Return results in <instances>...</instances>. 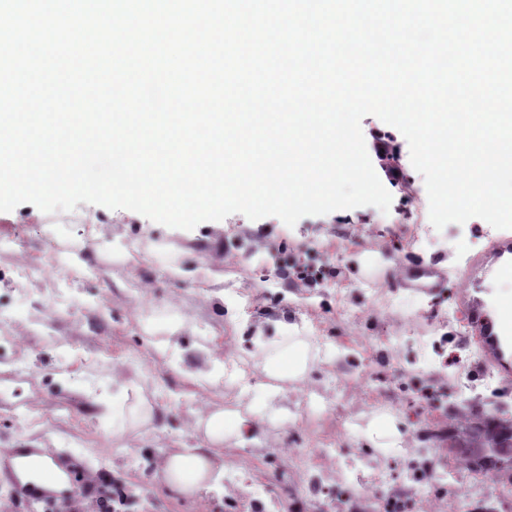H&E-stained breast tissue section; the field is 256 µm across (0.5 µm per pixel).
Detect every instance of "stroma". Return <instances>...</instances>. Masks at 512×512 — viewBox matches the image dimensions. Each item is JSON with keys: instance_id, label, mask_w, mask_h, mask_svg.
Segmentation results:
<instances>
[{"instance_id": "35a3bbf8", "label": "stroma", "mask_w": 512, "mask_h": 512, "mask_svg": "<svg viewBox=\"0 0 512 512\" xmlns=\"http://www.w3.org/2000/svg\"><path fill=\"white\" fill-rule=\"evenodd\" d=\"M404 174L389 191V212L372 206L307 216L286 226L234 213L192 230L166 227L127 209L78 203L47 214L25 203L0 212V274L40 261L42 275L0 281V448H49L75 456L88 475L109 469L142 512H227L222 496L180 498L167 492L157 464L170 447H208L194 428L200 407L251 409L261 427L247 439L224 437V458L254 478L271 477L280 512H378L367 484H393L405 512H451V500L405 481L399 445L422 449L417 466H448L434 432L473 410L512 421V383L495 375L464 339L456 304L469 256L499 234L473 218L438 231L430 244L412 240L428 221L423 177L402 149ZM94 217L96 230L79 226ZM417 257L448 274L435 293L399 287L404 264ZM252 293L242 315L229 290ZM295 324L317 357L304 374L275 378L252 358V338L277 340ZM93 358L85 367L83 358ZM233 358L250 380L225 377ZM211 374L206 387L193 374ZM119 374L121 385L110 384ZM472 391H456L458 377ZM281 390L270 398L269 387ZM147 418L130 420L137 407ZM342 450L365 451L358 471L314 460L328 490L316 504L304 473L267 468L279 448L314 452L325 437ZM455 491L468 492L463 512H512L502 483L473 484L456 467Z\"/></svg>"}]
</instances>
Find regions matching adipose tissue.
Segmentation results:
<instances>
[{"label": "adipose tissue", "mask_w": 512, "mask_h": 512, "mask_svg": "<svg viewBox=\"0 0 512 512\" xmlns=\"http://www.w3.org/2000/svg\"><path fill=\"white\" fill-rule=\"evenodd\" d=\"M253 345L255 354L267 361L271 373L276 377L302 374L310 358L309 343L298 336L289 337L283 343L257 335L253 338ZM194 421L196 427L204 429L213 440V447L205 450L176 448L169 451L159 463V479L166 486L188 497L205 491L223 493L224 434L228 431L239 432L244 419L237 410L203 409L196 412Z\"/></svg>", "instance_id": "1"}]
</instances>
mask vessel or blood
<instances>
[{
  "label": "vessel or blood",
  "instance_id": "vessel-or-blood-1",
  "mask_svg": "<svg viewBox=\"0 0 512 512\" xmlns=\"http://www.w3.org/2000/svg\"><path fill=\"white\" fill-rule=\"evenodd\" d=\"M503 277H512V233L497 237L468 259L457 303L487 362L508 380L512 378V294H496L491 289ZM447 283L446 273L437 264L421 260L408 261L400 278L401 287L426 293ZM0 473L12 479L35 512H56L60 498L55 486L60 475L74 481L80 478L77 467H62L42 448L17 449L0 461Z\"/></svg>",
  "mask_w": 512,
  "mask_h": 512
}]
</instances>
